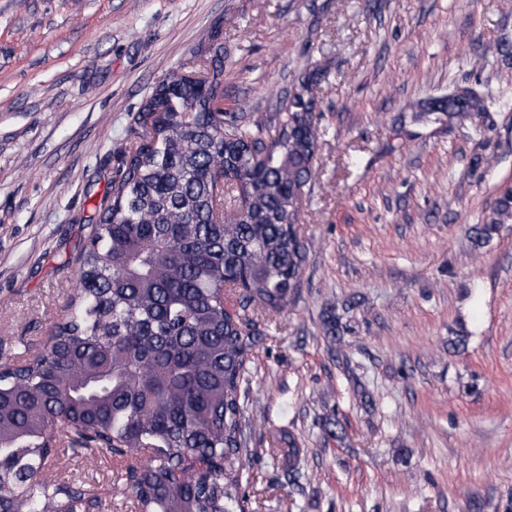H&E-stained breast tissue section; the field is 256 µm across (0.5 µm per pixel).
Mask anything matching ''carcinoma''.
I'll list each match as a JSON object with an SVG mask.
<instances>
[{
    "instance_id": "1",
    "label": "carcinoma",
    "mask_w": 512,
    "mask_h": 512,
    "mask_svg": "<svg viewBox=\"0 0 512 512\" xmlns=\"http://www.w3.org/2000/svg\"><path fill=\"white\" fill-rule=\"evenodd\" d=\"M207 87L160 83L114 159L109 195L78 256V283L44 347L0 366V512H92L94 488L46 475L56 449L131 459L139 512H256L243 490L249 363L262 341L250 313L277 316L300 293L297 224L319 151L315 103L330 69H305L267 121L224 109V45L194 52ZM489 111L462 88L411 109L415 122ZM512 222V190L475 228L481 244ZM342 344L353 332L323 319ZM288 471L303 448L272 436Z\"/></svg>"
}]
</instances>
